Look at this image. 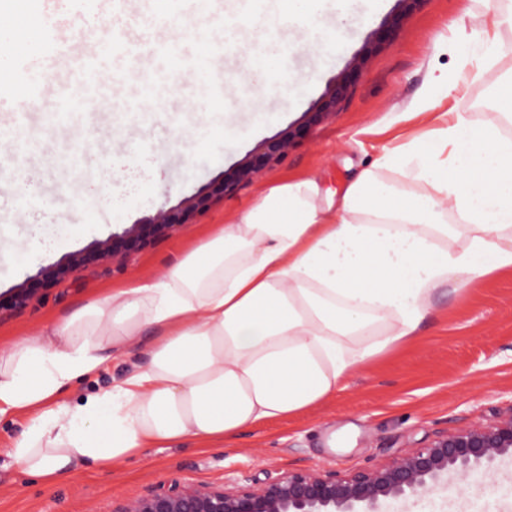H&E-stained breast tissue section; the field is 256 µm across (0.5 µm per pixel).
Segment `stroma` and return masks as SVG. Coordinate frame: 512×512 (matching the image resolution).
Returning <instances> with one entry per match:
<instances>
[{"label":"stroma","mask_w":512,"mask_h":512,"mask_svg":"<svg viewBox=\"0 0 512 512\" xmlns=\"http://www.w3.org/2000/svg\"><path fill=\"white\" fill-rule=\"evenodd\" d=\"M56 9L35 0H0L21 33L41 39L97 43L119 41L105 67L120 79L117 95L97 111L78 115L65 126H48L64 63L45 69L42 97L18 89L13 97L26 115L31 143H18L0 163V338L10 340L43 327L53 316L74 311L103 288L120 287L164 273L192 243L226 224L278 182L317 175L323 191L343 193L355 171L370 166L393 147L437 126L439 116L458 112L474 123L493 112L500 91L512 80V27L497 25L507 0H422L404 9L401 0H350L353 17L344 37L336 35V15L324 17L332 46L321 63L292 55L287 91H274L267 120L254 131L253 113L239 98L209 95L193 70L168 76L170 53L185 62L217 54L223 69L237 68L232 42L239 21L209 0H186L182 9L161 12L157 0H56ZM252 15L249 36L266 54L292 43L295 30L281 19L277 0H240ZM496 32L497 46L481 75L463 59L470 44ZM344 81L347 96L336 114L306 125L319 111L332 80ZM192 113L236 116L235 128L214 138L172 129ZM305 127L301 143L287 156L261 166L235 193L211 201L191 223L174 226L140 249L104 260L97 242L134 224L148 223L158 211L178 210L249 159L258 144L294 127ZM132 157L121 176L112 174V150ZM165 150L169 162L155 166ZM75 155L76 168L56 165ZM193 156L185 164V156ZM41 163L43 190L20 200L10 189L34 163ZM39 236L41 248L21 256L16 239ZM73 269L55 279L58 264ZM34 289L28 304L10 309L18 285ZM151 339L141 337L103 371L72 383L65 403L111 389L114 379L148 366ZM512 410V269L490 275L456 292L443 289L426 312L413 339L366 363L336 395L298 416L263 423L224 442H187L154 448L115 468L88 465L48 483L12 465L9 451L25 422L0 420V512H117L137 497L170 486H220L230 481L262 483L289 472L330 468L347 474L371 470L403 457L436 434L496 421ZM495 485H472L433 501L409 496L381 502V512H512L496 489L512 486V457L494 464Z\"/></svg>","instance_id":"obj_1"}]
</instances>
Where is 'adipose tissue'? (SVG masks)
I'll return each instance as SVG.
<instances>
[{
    "mask_svg": "<svg viewBox=\"0 0 512 512\" xmlns=\"http://www.w3.org/2000/svg\"><path fill=\"white\" fill-rule=\"evenodd\" d=\"M295 50L323 52L335 0H280ZM231 77L263 109L291 61H257L238 35ZM512 93L486 121L385 149L341 200L315 176L272 187L159 277L108 288L82 308L0 349V419L27 426L10 457L54 481L151 448L224 441L335 395L360 365L415 335L439 288H468L512 267ZM417 184L400 195L385 173ZM457 223H449V215ZM152 340L148 366L71 406L72 382Z\"/></svg>",
    "mask_w": 512,
    "mask_h": 512,
    "instance_id": "ef3b65f1",
    "label": "adipose tissue"
}]
</instances>
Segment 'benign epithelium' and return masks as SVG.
Here are the masks:
<instances>
[{
	"label": "benign epithelium",
	"instance_id": "obj_1",
	"mask_svg": "<svg viewBox=\"0 0 512 512\" xmlns=\"http://www.w3.org/2000/svg\"><path fill=\"white\" fill-rule=\"evenodd\" d=\"M345 85L332 84L323 102L326 112L336 111L345 95ZM296 140L288 130L262 142L260 158L265 163L280 160ZM255 172L250 161L224 173L211 184L207 194L184 202L176 218L184 224L190 215L210 199L232 192L237 184ZM171 213L159 211L149 222L150 236L163 235L174 226ZM118 239L132 248L149 241L141 225L134 224ZM512 454V410L490 424H475L438 436L407 455L374 470L339 475L333 470L288 472L262 484H230L224 487L170 488L133 500L117 512H354L364 504L375 507L380 500L431 494L442 474L452 471L461 479L469 476L492 478L488 470L496 458Z\"/></svg>",
	"mask_w": 512,
	"mask_h": 512
}]
</instances>
